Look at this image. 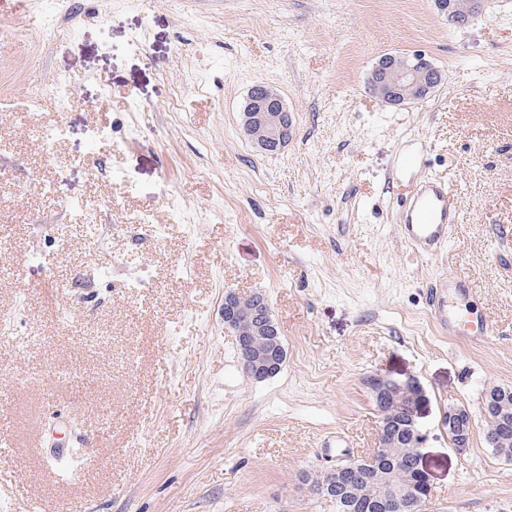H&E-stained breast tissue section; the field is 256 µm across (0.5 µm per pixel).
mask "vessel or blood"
Masks as SVG:
<instances>
[{
	"label": "vessel or blood",
	"instance_id": "1",
	"mask_svg": "<svg viewBox=\"0 0 512 512\" xmlns=\"http://www.w3.org/2000/svg\"><path fill=\"white\" fill-rule=\"evenodd\" d=\"M462 221L461 203L447 179L430 177L409 191L398 211V233L421 254L433 256L450 242ZM474 290L468 280L451 275L432 284L427 303L438 327L468 341H484L494 329L485 315L470 305Z\"/></svg>",
	"mask_w": 512,
	"mask_h": 512
}]
</instances>
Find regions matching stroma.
I'll use <instances>...</instances> for the list:
<instances>
[{
	"mask_svg": "<svg viewBox=\"0 0 512 512\" xmlns=\"http://www.w3.org/2000/svg\"><path fill=\"white\" fill-rule=\"evenodd\" d=\"M0 28V512H336L302 476L376 448L373 375L423 391L425 512H512L482 413L512 387V0L462 28L434 0H0ZM414 52L443 84L372 96L378 59ZM60 75L70 104L29 106ZM260 83L295 123L276 154L242 131ZM57 123L53 146L32 133ZM432 176L463 210L445 260L396 226L398 194ZM452 272L498 328L483 346L432 321L426 288ZM228 288L266 294L274 377L244 371ZM451 406L471 416L463 451ZM469 412L464 407H448L442 416V426L448 431L453 448L464 450L469 447L471 423Z\"/></svg>",
	"mask_w": 512,
	"mask_h": 512,
	"instance_id": "1",
	"label": "stroma"
}]
</instances>
